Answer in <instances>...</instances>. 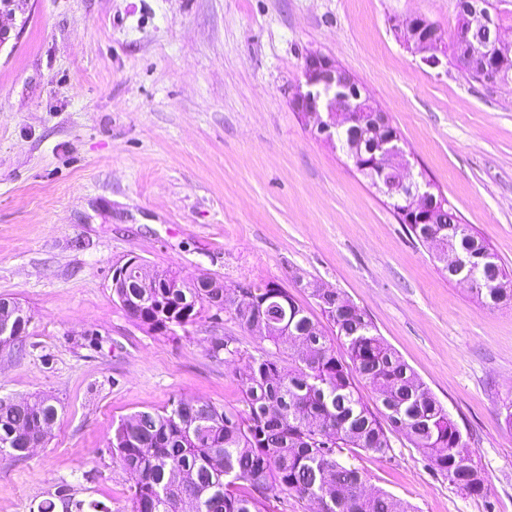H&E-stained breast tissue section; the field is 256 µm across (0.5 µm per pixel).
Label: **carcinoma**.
<instances>
[{
	"label": "carcinoma",
	"instance_id": "1",
	"mask_svg": "<svg viewBox=\"0 0 512 512\" xmlns=\"http://www.w3.org/2000/svg\"><path fill=\"white\" fill-rule=\"evenodd\" d=\"M404 201L391 204L400 222L435 257L458 255L465 265L442 271L467 287L487 308L512 303V273L496 262L490 245L462 220L452 204L438 224H415ZM151 288L133 272L113 296L137 324L152 331L184 328L228 314L259 340L244 353L232 339L216 337L211 356L246 363L239 376L243 407H218L178 398L162 410L138 411L113 429L112 460L130 480V512H266L270 494L316 501L321 512H408L386 491L367 490L364 471L339 457H383L391 431L403 433L456 487L483 490L481 470L447 409L413 369L377 334L365 312L341 293L312 287L327 335L287 289L274 281L211 288L186 282L172 270L154 272ZM341 342L346 354L336 350ZM267 342L270 347L262 346ZM290 349L288 359L281 347ZM379 395L382 409L369 410L355 382ZM31 407L0 398V454L22 459L16 433L49 436L57 407L35 397ZM57 496L63 512H112L102 502Z\"/></svg>",
	"mask_w": 512,
	"mask_h": 512
}]
</instances>
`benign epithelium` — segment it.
<instances>
[{
	"instance_id": "benign-epithelium-1",
	"label": "benign epithelium",
	"mask_w": 512,
	"mask_h": 512,
	"mask_svg": "<svg viewBox=\"0 0 512 512\" xmlns=\"http://www.w3.org/2000/svg\"><path fill=\"white\" fill-rule=\"evenodd\" d=\"M458 16L453 32L458 67L464 70L478 67L482 83L491 89L512 85V74L502 66L503 59L512 54V41L503 37L483 0H459ZM402 32L407 45L425 54L426 64L432 67L441 64L440 55L444 54L446 44L437 25L411 16L402 23ZM304 79L307 90L297 94L294 106L304 119H316L317 131L324 138L331 137L332 128L343 125L351 126L354 136L367 131L378 135L385 133V113L334 58L317 52L309 54ZM374 166L379 168L382 177L373 179L372 187L386 199L405 198L408 208L424 219L439 203L441 192L433 184L427 183L421 188L415 184L410 161L405 159L403 150L388 149L371 162L359 164L358 169L367 175ZM130 267L137 270L144 283H149L144 263L132 256L113 269L112 286L118 285Z\"/></svg>"
}]
</instances>
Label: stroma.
Returning a JSON list of instances; mask_svg holds the SVG:
<instances>
[{
  "mask_svg": "<svg viewBox=\"0 0 512 512\" xmlns=\"http://www.w3.org/2000/svg\"><path fill=\"white\" fill-rule=\"evenodd\" d=\"M445 33L457 0H17L0 17V297L31 316L0 348V398L58 402L50 440L0 455V512H38L60 486L127 512L112 426L179 397L237 407L214 337L259 341L232 318L151 332L112 295L115 266L234 286L273 281L312 316L333 288L445 406L484 490L434 470L402 433L362 457L367 484L414 512H512V306L448 281L335 143L293 107L305 58L332 56L401 132L424 174L512 270V86L432 68L396 31Z\"/></svg>",
  "mask_w": 512,
  "mask_h": 512,
  "instance_id": "35a3bbf8",
  "label": "stroma"
}]
</instances>
